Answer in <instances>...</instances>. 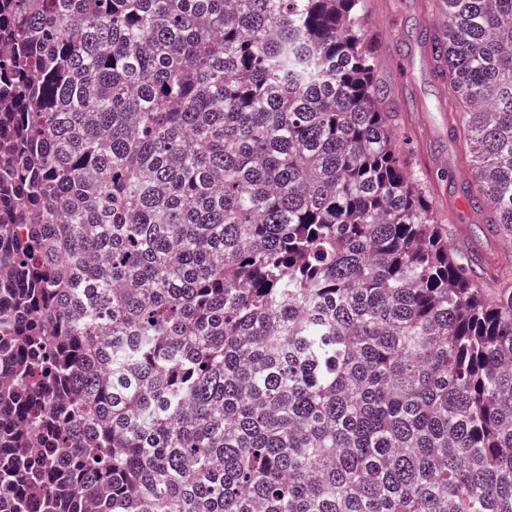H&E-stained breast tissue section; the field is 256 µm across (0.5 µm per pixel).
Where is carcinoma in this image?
Returning a JSON list of instances; mask_svg holds the SVG:
<instances>
[{"instance_id": "1", "label": "carcinoma", "mask_w": 512, "mask_h": 512, "mask_svg": "<svg viewBox=\"0 0 512 512\" xmlns=\"http://www.w3.org/2000/svg\"><path fill=\"white\" fill-rule=\"evenodd\" d=\"M432 38L512 239V0ZM366 0H0V507L512 512V272L448 248Z\"/></svg>"}]
</instances>
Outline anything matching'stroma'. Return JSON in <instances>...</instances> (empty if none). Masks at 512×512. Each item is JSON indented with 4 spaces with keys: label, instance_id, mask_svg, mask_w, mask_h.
Returning a JSON list of instances; mask_svg holds the SVG:
<instances>
[{
    "label": "stroma",
    "instance_id": "35a3bbf8",
    "mask_svg": "<svg viewBox=\"0 0 512 512\" xmlns=\"http://www.w3.org/2000/svg\"><path fill=\"white\" fill-rule=\"evenodd\" d=\"M438 0H368L366 26L377 40L374 82L395 112L398 146L426 182L433 210L453 235L448 243L491 275L512 267V240L491 233L475 202L468 147L454 122L459 108L432 56L428 33L443 27Z\"/></svg>",
    "mask_w": 512,
    "mask_h": 512
}]
</instances>
